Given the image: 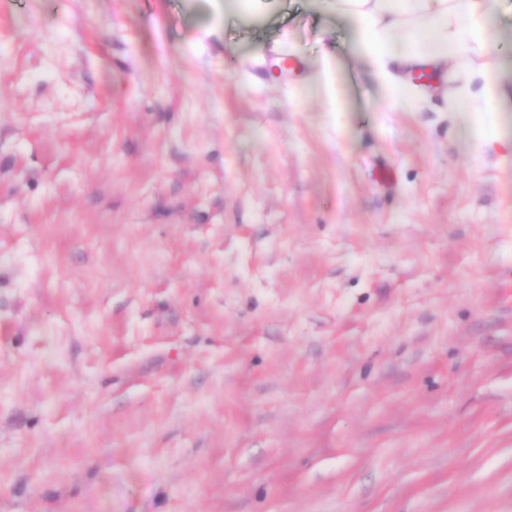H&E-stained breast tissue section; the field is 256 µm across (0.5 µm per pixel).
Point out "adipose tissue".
<instances>
[{
  "label": "adipose tissue",
  "mask_w": 512,
  "mask_h": 512,
  "mask_svg": "<svg viewBox=\"0 0 512 512\" xmlns=\"http://www.w3.org/2000/svg\"><path fill=\"white\" fill-rule=\"evenodd\" d=\"M500 0H332L337 14L351 19L361 51L378 80L393 89V102L411 106L416 91L406 78L420 68L462 69L464 82L448 93L449 109L478 102L480 111H497L511 97L491 86L496 66L488 36Z\"/></svg>",
  "instance_id": "obj_1"
}]
</instances>
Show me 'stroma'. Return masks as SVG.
I'll return each instance as SVG.
<instances>
[{"mask_svg": "<svg viewBox=\"0 0 512 512\" xmlns=\"http://www.w3.org/2000/svg\"><path fill=\"white\" fill-rule=\"evenodd\" d=\"M247 7L0 0V512H512V103Z\"/></svg>", "mask_w": 512, "mask_h": 512, "instance_id": "stroma-1", "label": "stroma"}]
</instances>
